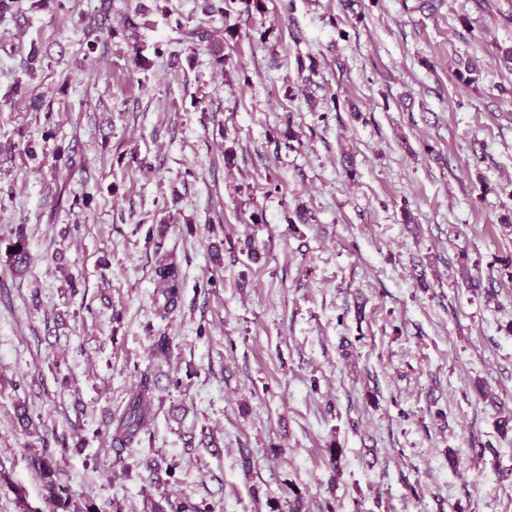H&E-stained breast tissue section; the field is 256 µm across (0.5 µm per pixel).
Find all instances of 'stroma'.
Segmentation results:
<instances>
[{"label":"stroma","instance_id":"1","mask_svg":"<svg viewBox=\"0 0 512 512\" xmlns=\"http://www.w3.org/2000/svg\"><path fill=\"white\" fill-rule=\"evenodd\" d=\"M434 2L112 0L92 54L99 0L0 21V512L15 484L44 512L34 457L62 434L74 499L124 512H288L293 489L306 512H512V0ZM160 252L183 279L164 317ZM143 371L156 416L120 463L108 424ZM110 1L109 0H101L99 6L94 7L97 13V26L95 29H91L88 31L86 38L87 48L89 52H94L98 41L101 40V37L105 34L112 35V27L110 25ZM93 37V39H90ZM10 248H13V251H10ZM6 253L8 254L9 265L14 271L20 272L27 267L29 252L23 230L19 229L17 231L15 240L8 245ZM150 512H211L210 507L201 506L191 500L174 499L168 496L163 497L162 502L150 500Z\"/></svg>","mask_w":512,"mask_h":512}]
</instances>
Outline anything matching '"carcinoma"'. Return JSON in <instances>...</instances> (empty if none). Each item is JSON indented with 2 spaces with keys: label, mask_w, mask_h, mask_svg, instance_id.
Wrapping results in <instances>:
<instances>
[{
  "label": "carcinoma",
  "mask_w": 512,
  "mask_h": 512,
  "mask_svg": "<svg viewBox=\"0 0 512 512\" xmlns=\"http://www.w3.org/2000/svg\"><path fill=\"white\" fill-rule=\"evenodd\" d=\"M97 26L88 31L86 38L88 51L96 49L98 41L104 34H112L110 25V0H101L95 7ZM481 67L475 61H469L464 69L455 71L458 80L472 84L479 79ZM7 251L11 268L19 272L27 267L29 252L23 229H18L15 240L9 244ZM154 303L158 315L164 317L175 311L181 302L182 281L177 265L162 259L154 268ZM155 381L147 373L140 375L136 390L128 398L121 413L111 418L109 435L112 446L123 453L129 448L141 445L143 435L155 416ZM57 449L45 447L35 458L45 490L44 502L46 512H122L121 506L108 503L102 508H88L72 499L66 486L58 477ZM150 512H211L210 507L186 499L163 497V501L149 502Z\"/></svg>",
  "instance_id": "cac0c4a2"
}]
</instances>
